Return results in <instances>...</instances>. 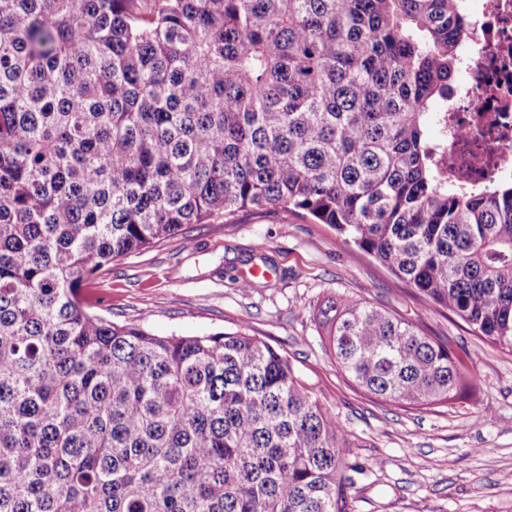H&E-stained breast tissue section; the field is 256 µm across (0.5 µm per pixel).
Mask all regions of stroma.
I'll use <instances>...</instances> for the list:
<instances>
[{
  "label": "stroma",
  "mask_w": 512,
  "mask_h": 512,
  "mask_svg": "<svg viewBox=\"0 0 512 512\" xmlns=\"http://www.w3.org/2000/svg\"><path fill=\"white\" fill-rule=\"evenodd\" d=\"M267 270L243 291L250 269ZM93 311L159 336L243 330L286 355L340 417L349 512H512V353L480 341L457 316L335 231L299 215L242 213L113 262L83 289ZM364 299L399 313L456 354L478 362L476 398L404 410L375 401L339 371L317 313L328 300Z\"/></svg>",
  "instance_id": "1"
}]
</instances>
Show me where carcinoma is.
<instances>
[{"mask_svg": "<svg viewBox=\"0 0 512 512\" xmlns=\"http://www.w3.org/2000/svg\"><path fill=\"white\" fill-rule=\"evenodd\" d=\"M461 0H0V512H347L336 413L242 330L156 336L84 284L188 224L308 216L512 352V179L455 185ZM380 402L476 361L368 302L323 311Z\"/></svg>", "mask_w": 512, "mask_h": 512, "instance_id": "carcinoma-1", "label": "carcinoma"}]
</instances>
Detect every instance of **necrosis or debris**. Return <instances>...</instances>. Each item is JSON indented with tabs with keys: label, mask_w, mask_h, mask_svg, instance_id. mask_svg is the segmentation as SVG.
<instances>
[{
	"label": "necrosis or debris",
	"mask_w": 512,
	"mask_h": 512,
	"mask_svg": "<svg viewBox=\"0 0 512 512\" xmlns=\"http://www.w3.org/2000/svg\"><path fill=\"white\" fill-rule=\"evenodd\" d=\"M472 29L442 120L443 157L465 184L512 176V0H465Z\"/></svg>",
	"instance_id": "necrosis-or-debris-1"
}]
</instances>
